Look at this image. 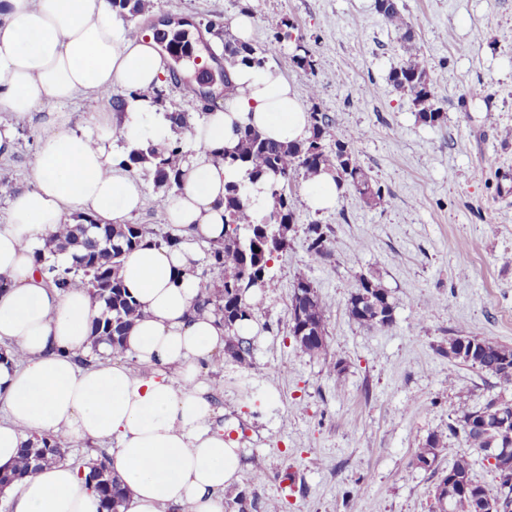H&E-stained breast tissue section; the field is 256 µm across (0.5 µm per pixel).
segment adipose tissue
Wrapping results in <instances>:
<instances>
[{
	"mask_svg": "<svg viewBox=\"0 0 512 512\" xmlns=\"http://www.w3.org/2000/svg\"><path fill=\"white\" fill-rule=\"evenodd\" d=\"M169 71L160 46L131 28L110 0H0V114L41 116L32 179L11 199L0 224V468L12 466L34 437L109 440L113 473L127 489L124 512H224V492L247 466L225 439L209 366L228 330L198 309L202 249L224 237V184L216 150L233 143L235 123L289 142L308 134V113L278 66L239 65L237 92L186 133L195 156L162 203L176 247L148 245L122 257L121 276L142 316L124 338V358L92 362L91 324L103 308L83 289L47 286L34 256L69 214L125 224L142 203L140 180L105 146L171 135L150 94ZM127 91L114 126L102 96ZM83 97L93 130L69 128L61 104ZM11 512H98L77 470L56 464L10 492Z\"/></svg>",
	"mask_w": 512,
	"mask_h": 512,
	"instance_id": "adipose-tissue-1",
	"label": "adipose tissue"
}]
</instances>
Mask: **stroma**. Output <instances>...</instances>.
<instances>
[{
  "mask_svg": "<svg viewBox=\"0 0 512 512\" xmlns=\"http://www.w3.org/2000/svg\"><path fill=\"white\" fill-rule=\"evenodd\" d=\"M396 2L430 62L440 125L419 122L390 85L399 35L375 0H154L152 17L125 19L147 35L159 34L161 21L186 20L201 36L249 13L258 56L284 72L306 108L331 117L337 137L391 192L377 207L351 192L327 212L299 206L256 309L252 366L223 357L208 373L224 429L251 465L224 494L245 493V512H431L436 478L412 456L432 433L445 436L441 466L467 453L477 481L498 483L481 454L448 433L449 418L482 405L494 380L466 367L449 373L440 349L455 334L512 346V0ZM285 21L302 35L314 71L293 65L291 44L275 45ZM214 74L192 97L185 89L194 74H172L163 111L196 118L224 104L223 71ZM38 135L37 119L16 122L15 150L0 159V224L32 176ZM313 223L330 227L331 256L318 264L304 243ZM369 273L394 297L391 328L347 315L350 291ZM299 274L328 305V355L343 360L341 373L327 372L325 357L302 351L289 333ZM256 467L264 482H253Z\"/></svg>",
  "mask_w": 512,
  "mask_h": 512,
  "instance_id": "stroma-1",
  "label": "stroma"
}]
</instances>
